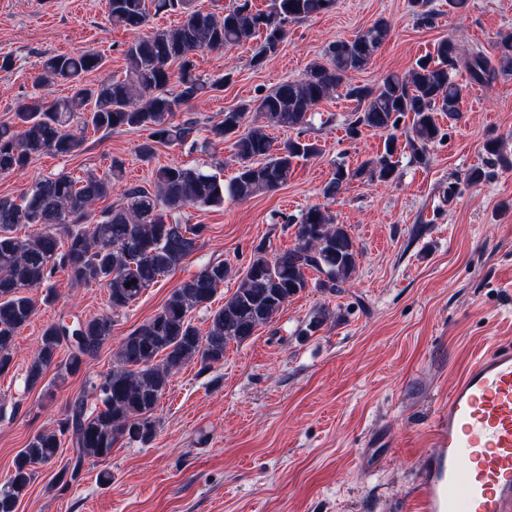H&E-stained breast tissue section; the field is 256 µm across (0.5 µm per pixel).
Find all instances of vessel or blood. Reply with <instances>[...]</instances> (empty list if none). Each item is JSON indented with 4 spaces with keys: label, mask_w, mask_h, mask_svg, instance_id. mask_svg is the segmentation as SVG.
Listing matches in <instances>:
<instances>
[{
    "label": "vessel or blood",
    "mask_w": 512,
    "mask_h": 512,
    "mask_svg": "<svg viewBox=\"0 0 512 512\" xmlns=\"http://www.w3.org/2000/svg\"><path fill=\"white\" fill-rule=\"evenodd\" d=\"M418 512H512V346L469 362L438 410Z\"/></svg>",
    "instance_id": "1"
}]
</instances>
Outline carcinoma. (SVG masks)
I'll list each match as a JSON object with an SVG mask.
<instances>
[{
    "instance_id": "obj_1",
    "label": "carcinoma",
    "mask_w": 512,
    "mask_h": 512,
    "mask_svg": "<svg viewBox=\"0 0 512 512\" xmlns=\"http://www.w3.org/2000/svg\"><path fill=\"white\" fill-rule=\"evenodd\" d=\"M335 0H272L271 9H254L252 0H235L222 17L205 13L193 0H108V19L133 34L123 54L124 76L96 84L85 76L104 65L91 51L46 57L40 80H60L70 95L50 102L33 95L19 102L10 123H0V176L26 167L43 154L72 156L85 144L84 133H112L123 129L146 132L138 157L150 161L157 146L216 149L231 142L237 164L224 182L215 173L178 163L154 172V190L124 189L123 200L95 214L91 206L112 194L121 179L123 163L112 160L105 177L74 178L61 172L35 180L19 198L0 197V372L12 362L19 330L36 311L30 291L50 281L58 270L77 285L106 289L110 312L70 324L48 325L38 350L26 368L25 382L34 387L50 368L61 379L79 372L112 337V313L129 306L158 278L177 267L197 249L205 225L182 222L188 207H218L224 198L247 201L270 192L288 180L294 164L321 154L317 140L304 135L311 112L340 88L356 102L346 132L355 137L362 128L386 131L383 152L351 170L336 166L322 188L325 199L336 198L356 178L390 181L396 174L395 131L412 118L413 135L407 147L422 162L440 137L434 114L456 119L461 114L462 88L451 74L463 67L477 83L489 84L512 73V34L500 36L497 65L480 51L461 58L457 44L438 41L432 55L404 75L389 74L376 87L351 83V75L365 69L389 39L384 19L351 39H339L310 63L304 75L285 81L248 105L229 109L199 138L191 117L175 119L191 102L224 87V78L211 79L196 71L194 57L206 50L233 48L263 36L253 65L275 54L288 37V26L333 8ZM178 12L170 28L151 26L152 14ZM263 124L246 127L249 113ZM269 128L296 131L280 149L273 146ZM19 225L38 231L18 237ZM294 247L274 253L260 244L235 292L211 312L202 335L192 313L208 307L231 274L223 262L210 263L174 288L163 306L119 343L112 368L88 392L71 398L56 427L35 435L14 458L13 470L0 484V512H17L20 496L35 479L37 465L56 461L62 437L76 453L72 468L57 481L69 487L87 458H103L121 440L146 444L155 436L154 413L171 375L192 362L208 369L224 361L231 343L254 335L288 303L308 288L310 271L321 275L318 287L341 292L356 270L358 246L343 224L328 210L312 205L301 212ZM130 287H125L126 283ZM65 361H57L61 349Z\"/></svg>"
}]
</instances>
